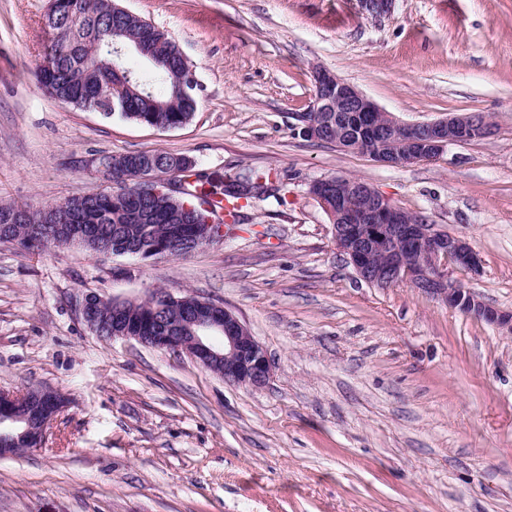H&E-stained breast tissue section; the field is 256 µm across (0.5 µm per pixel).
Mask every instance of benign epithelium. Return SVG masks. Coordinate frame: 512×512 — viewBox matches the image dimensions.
<instances>
[{"mask_svg":"<svg viewBox=\"0 0 512 512\" xmlns=\"http://www.w3.org/2000/svg\"><path fill=\"white\" fill-rule=\"evenodd\" d=\"M395 0H358L359 11L371 19L389 15ZM315 96L311 111L316 120H304L300 134L318 141L324 129L336 126L342 151H360L362 143H391L379 148L373 158L391 166H404L439 158L450 144H464L485 138L489 125L476 114H458L445 119L402 123L367 99L355 86L325 67H313ZM144 195L177 194L178 184L153 167L141 171ZM310 191L330 216L336 248L353 266L359 279L387 287L404 281L427 295L448 303V307L495 323L512 331V312L499 311L460 287L449 275L448 263L474 269L478 259L462 238L442 233L424 219L391 203L364 181L328 177L315 181ZM336 196V210L326 199ZM224 235V225L203 224L194 229L193 241L183 250L188 255ZM164 304L149 303L154 322L162 326L159 336H141L113 315L110 338L132 339L157 350L186 354L200 366L224 380L260 388L272 374L264 348L240 319L223 304L200 298L177 297L166 292ZM107 300L95 293L83 297L81 313L96 335H103L102 311ZM40 396L35 415L45 420L39 427L27 424L24 435L31 448L45 442L50 425L64 407V397L52 390L33 388L22 395L0 391V425L3 413H14Z\"/></svg>","mask_w":512,"mask_h":512,"instance_id":"7a95c632","label":"benign epithelium"}]
</instances>
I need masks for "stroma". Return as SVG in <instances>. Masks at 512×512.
Masks as SVG:
<instances>
[{
	"instance_id": "stroma-1",
	"label": "stroma",
	"mask_w": 512,
	"mask_h": 512,
	"mask_svg": "<svg viewBox=\"0 0 512 512\" xmlns=\"http://www.w3.org/2000/svg\"><path fill=\"white\" fill-rule=\"evenodd\" d=\"M49 0H0V201L106 190L101 155L165 151L225 178L269 172L224 236L179 258L100 257L0 242V390L67 399L46 442L0 457V512H512V333L409 284L360 280L310 184L370 183L465 239L453 280L512 311V0H118L167 30L201 86L162 129L47 96L31 69ZM405 123L478 113L485 139L391 167L304 138L313 65ZM222 303L267 352L266 386L188 355L106 339L84 294Z\"/></svg>"
}]
</instances>
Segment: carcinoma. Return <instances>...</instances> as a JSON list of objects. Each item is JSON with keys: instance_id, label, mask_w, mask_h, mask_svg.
Listing matches in <instances>:
<instances>
[{"instance_id": "carcinoma-1", "label": "carcinoma", "mask_w": 512, "mask_h": 512, "mask_svg": "<svg viewBox=\"0 0 512 512\" xmlns=\"http://www.w3.org/2000/svg\"><path fill=\"white\" fill-rule=\"evenodd\" d=\"M45 26L52 39L44 45L35 77L41 87L52 88L50 97L93 112L110 98L122 117L153 127L178 126L193 118L200 87L187 84L189 64L167 31L119 9L116 0H56ZM130 55L143 58L150 71L128 67ZM116 69L129 75L130 85L115 91ZM110 159L115 190L43 208L0 204V226L7 225L0 242L27 250L55 246L57 240L42 237L41 227L62 213L66 223L112 243L114 251L135 250L149 239L170 241L187 224L209 223L217 197L239 201L248 194L269 196V176L255 170L216 185L182 155L129 152ZM148 159L181 182V191L174 197L159 195L140 209L138 164Z\"/></svg>"}]
</instances>
